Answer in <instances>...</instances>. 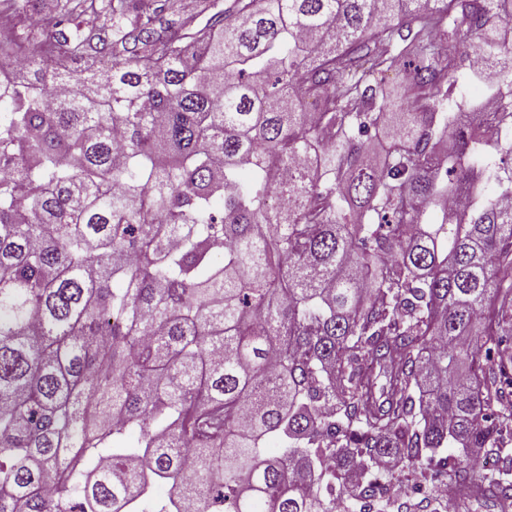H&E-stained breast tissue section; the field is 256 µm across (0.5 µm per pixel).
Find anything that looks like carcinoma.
<instances>
[{
  "label": "carcinoma",
  "mask_w": 512,
  "mask_h": 512,
  "mask_svg": "<svg viewBox=\"0 0 512 512\" xmlns=\"http://www.w3.org/2000/svg\"><path fill=\"white\" fill-rule=\"evenodd\" d=\"M37 2L0 0V512H425L384 456L509 512L512 0ZM473 55L499 116L442 111Z\"/></svg>",
  "instance_id": "cac0c4a2"
}]
</instances>
